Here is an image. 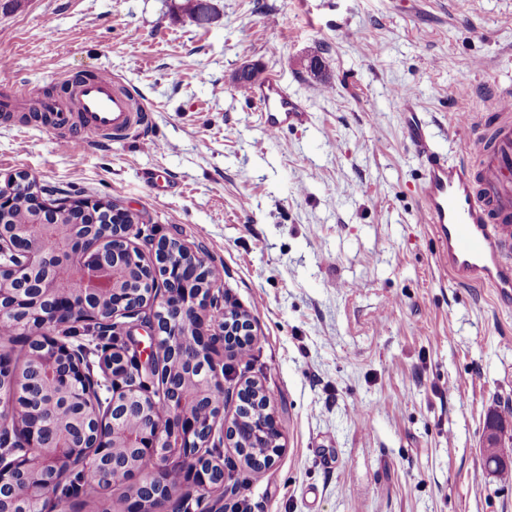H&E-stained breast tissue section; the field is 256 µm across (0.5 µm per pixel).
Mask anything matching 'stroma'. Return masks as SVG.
I'll return each mask as SVG.
<instances>
[{
	"label": "stroma",
	"instance_id": "obj_1",
	"mask_svg": "<svg viewBox=\"0 0 512 512\" xmlns=\"http://www.w3.org/2000/svg\"><path fill=\"white\" fill-rule=\"evenodd\" d=\"M182 3L0 8V80L42 98L109 71L158 143L62 146L0 123V187L40 172L221 269L253 329L250 362L220 352L224 385L259 381L283 434L258 471L223 450L252 512H512L481 453L487 413H512V304L439 267L396 96L411 89L438 150L463 157L458 115L512 83V0H213L206 24ZM246 64L282 72L309 122L263 131L235 82Z\"/></svg>",
	"mask_w": 512,
	"mask_h": 512
}]
</instances>
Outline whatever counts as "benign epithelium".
Here are the masks:
<instances>
[{
  "mask_svg": "<svg viewBox=\"0 0 512 512\" xmlns=\"http://www.w3.org/2000/svg\"><path fill=\"white\" fill-rule=\"evenodd\" d=\"M37 216L30 224H0V325L7 318L25 330L34 343L28 378L15 374L9 356L0 352V433L14 432L18 447L0 452V493L17 492L42 505V512H57L52 494L58 476L75 466L97 470L102 485L138 479L141 489L156 486L151 497L135 493L126 512H182L184 501L175 499L180 480L193 478L198 496L210 498L215 487L208 449L227 438L236 452H250L241 437L244 411L262 413L259 435L274 463L280 451L281 429L269 412L270 399L254 382L237 390L238 409L228 416L221 408L207 420L195 411L200 400L224 392V367L215 359L218 347L237 350L252 342L250 319L235 309H224L222 320L212 333L205 324L212 317L219 285L198 284L208 269L200 252L173 245L168 238H142L143 223L130 209L112 206V223L72 224L55 252L49 254L36 243L37 231L53 229L58 219L93 206L90 199L64 196L51 202L32 194ZM143 239L154 253L146 264L154 288L133 293L122 287L126 270L118 251L110 245L117 240L133 252L131 238ZM72 278L79 286L72 293L57 291L56 283ZM90 331L100 327H121L127 335L144 331L153 345L142 355L135 344L139 365L150 368L163 342L174 348L167 370L162 372L166 392L164 410L146 402L137 384L123 385L120 376L127 369L124 352L112 357V398L108 404L96 401V386L89 384L81 354L56 336L69 325ZM163 365V362L156 363ZM197 385L194 398L186 395L187 385ZM142 407L139 430L130 434L121 421L130 414L129 403ZM114 448H134L142 460L155 469L147 472L116 463Z\"/></svg>",
  "mask_w": 512,
  "mask_h": 512,
  "instance_id": "benign-epithelium-1",
  "label": "benign epithelium"
}]
</instances>
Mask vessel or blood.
<instances>
[{
  "instance_id": "vessel-or-blood-1",
  "label": "vessel or blood",
  "mask_w": 512,
  "mask_h": 512,
  "mask_svg": "<svg viewBox=\"0 0 512 512\" xmlns=\"http://www.w3.org/2000/svg\"><path fill=\"white\" fill-rule=\"evenodd\" d=\"M60 83L68 89L65 96L37 101L39 120L58 143L84 135L108 144L144 133L148 113L110 72L80 80L69 75ZM242 91L267 133L308 120L305 103L289 95L278 71H264ZM32 101L28 87L10 84L0 90V118L26 122L25 107ZM402 108L424 166L422 213L434 226L440 267L457 281L492 288L500 300L512 302V87L497 89L488 114L459 117L473 155L457 162L437 151L410 95H403Z\"/></svg>"
}]
</instances>
